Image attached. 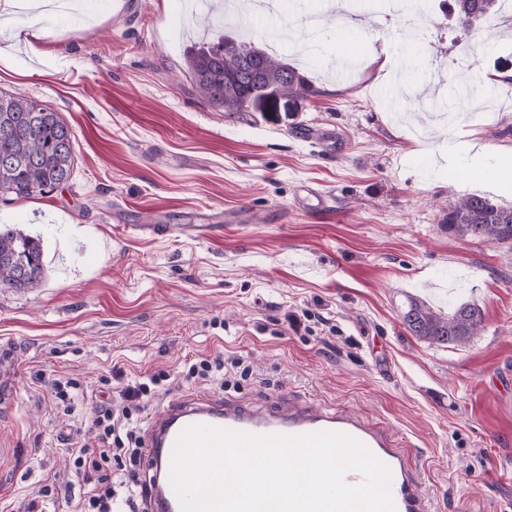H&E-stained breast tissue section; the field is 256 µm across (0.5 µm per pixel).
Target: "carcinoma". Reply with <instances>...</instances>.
Masks as SVG:
<instances>
[{"instance_id":"carcinoma-1","label":"carcinoma","mask_w":512,"mask_h":512,"mask_svg":"<svg viewBox=\"0 0 512 512\" xmlns=\"http://www.w3.org/2000/svg\"><path fill=\"white\" fill-rule=\"evenodd\" d=\"M456 22L468 30L491 18L498 0H454ZM185 66L200 97L226 112H249L276 94L308 89L298 68L265 52L252 39L220 36L192 47ZM74 133L57 112L22 96L0 95V194L17 198L50 193L72 175ZM448 232L472 240L512 244V208L483 196L465 195L448 207ZM45 278L41 241L0 226V286L32 289ZM401 319L414 336L431 344L464 345L481 327L482 309L463 303L436 312L411 299Z\"/></svg>"}]
</instances>
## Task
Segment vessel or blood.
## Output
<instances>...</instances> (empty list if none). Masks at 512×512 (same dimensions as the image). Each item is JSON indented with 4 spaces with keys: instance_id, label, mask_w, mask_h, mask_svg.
Listing matches in <instances>:
<instances>
[{
    "instance_id": "1",
    "label": "vessel or blood",
    "mask_w": 512,
    "mask_h": 512,
    "mask_svg": "<svg viewBox=\"0 0 512 512\" xmlns=\"http://www.w3.org/2000/svg\"><path fill=\"white\" fill-rule=\"evenodd\" d=\"M194 425L254 435H303L323 431L349 435L388 467L395 512H429L412 455L377 425L347 411L316 410L298 405L257 409L231 400L201 399H188L165 407L146 428L144 446L148 450L150 512H180L169 481L171 454L178 435Z\"/></svg>"
}]
</instances>
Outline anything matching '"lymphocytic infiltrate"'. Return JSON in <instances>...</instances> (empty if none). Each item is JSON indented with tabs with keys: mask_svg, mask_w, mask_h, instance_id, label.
Wrapping results in <instances>:
<instances>
[{
	"mask_svg": "<svg viewBox=\"0 0 512 512\" xmlns=\"http://www.w3.org/2000/svg\"><path fill=\"white\" fill-rule=\"evenodd\" d=\"M241 359H224L223 355L204 356L191 361L186 370L190 379H201L229 386L242 368ZM160 382L159 377L142 376L127 381L118 392L117 402H104L88 421L92 444L71 449L74 472L83 482L78 499L72 500V512H112L117 493H125V503L136 512L142 499V487L135 474L115 475L113 460L128 459L136 463L141 444L143 421L141 402Z\"/></svg>",
	"mask_w": 512,
	"mask_h": 512,
	"instance_id": "f902f5d3",
	"label": "lymphocytic infiltrate"
}]
</instances>
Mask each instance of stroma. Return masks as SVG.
I'll list each match as a JSON object with an SVG mask.
<instances>
[{"label": "stroma", "mask_w": 512, "mask_h": 512, "mask_svg": "<svg viewBox=\"0 0 512 512\" xmlns=\"http://www.w3.org/2000/svg\"><path fill=\"white\" fill-rule=\"evenodd\" d=\"M72 2L36 49L30 13L0 33V92L48 105L75 133L68 185L0 197V224L39 238L46 266L39 287L0 288V512H70L67 451L88 441L79 425L111 369L178 377L218 352L251 376L160 389L142 418L187 398L350 409L411 451L431 512L512 504V244L443 225L467 194L512 207L495 177L512 149V16L464 33L453 0H424L410 31L406 0L342 15L303 0L268 22L313 44L310 90L228 115L184 59L236 28L191 25L185 0ZM361 44L386 72L318 69ZM464 82L482 104L458 99L459 120L429 121L428 102ZM452 156L479 158L488 182L468 183ZM157 222L168 233L149 232ZM412 298L478 304L482 327L462 347L429 344L400 321ZM64 378L87 397L53 405ZM51 482L55 498L42 497Z\"/></svg>", "instance_id": "obj_1"}]
</instances>
